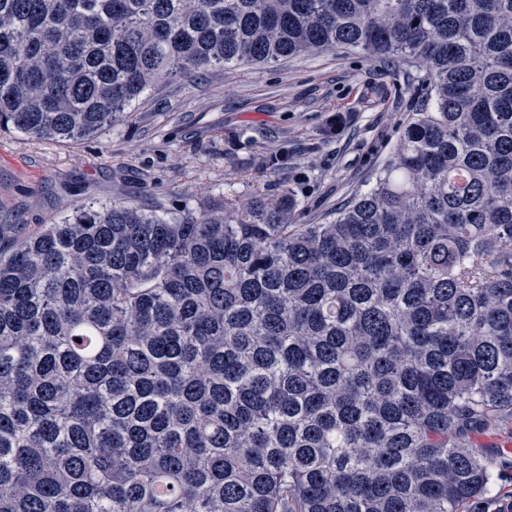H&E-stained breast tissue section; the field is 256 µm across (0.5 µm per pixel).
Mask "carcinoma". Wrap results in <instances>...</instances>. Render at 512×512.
Returning a JSON list of instances; mask_svg holds the SVG:
<instances>
[{"label": "carcinoma", "mask_w": 512, "mask_h": 512, "mask_svg": "<svg viewBox=\"0 0 512 512\" xmlns=\"http://www.w3.org/2000/svg\"><path fill=\"white\" fill-rule=\"evenodd\" d=\"M414 69L368 189L0 224V512H459L512 418V0H0V130L194 72Z\"/></svg>", "instance_id": "cac0c4a2"}]
</instances>
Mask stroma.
Instances as JSON below:
<instances>
[{
    "label": "stroma",
    "mask_w": 512,
    "mask_h": 512,
    "mask_svg": "<svg viewBox=\"0 0 512 512\" xmlns=\"http://www.w3.org/2000/svg\"><path fill=\"white\" fill-rule=\"evenodd\" d=\"M402 69L339 50L178 78L133 117L77 143L0 132V224H49L114 191L207 210L294 195L306 223L366 189L415 102ZM485 498L512 495V420L480 435Z\"/></svg>",
    "instance_id": "stroma-1"
}]
</instances>
